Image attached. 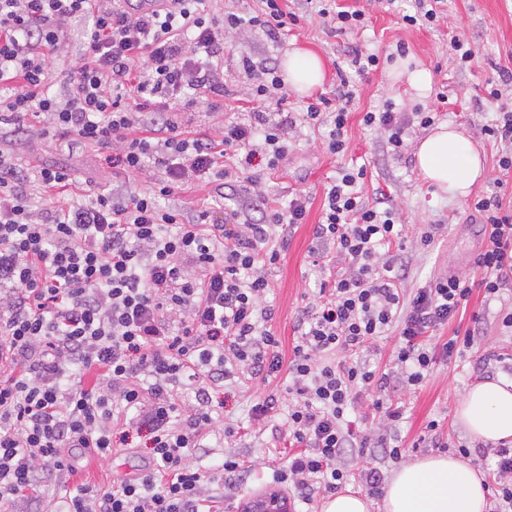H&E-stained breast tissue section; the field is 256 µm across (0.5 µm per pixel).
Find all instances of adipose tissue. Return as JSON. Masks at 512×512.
Masks as SVG:
<instances>
[{
	"label": "adipose tissue",
	"instance_id": "1",
	"mask_svg": "<svg viewBox=\"0 0 512 512\" xmlns=\"http://www.w3.org/2000/svg\"><path fill=\"white\" fill-rule=\"evenodd\" d=\"M324 64L310 50L296 48L284 63V79L300 94L324 81ZM416 163L422 177L441 192L465 197L485 176V160L473 139L448 124L420 140ZM457 419L474 441L512 439V381L474 385L458 407ZM482 472L464 458L431 455L404 462L386 485L382 512H488Z\"/></svg>",
	"mask_w": 512,
	"mask_h": 512
}]
</instances>
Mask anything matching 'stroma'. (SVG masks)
Segmentation results:
<instances>
[{"mask_svg": "<svg viewBox=\"0 0 512 512\" xmlns=\"http://www.w3.org/2000/svg\"><path fill=\"white\" fill-rule=\"evenodd\" d=\"M337 6L363 10L367 22L364 28L338 34L332 32L328 20L320 18L309 0H285L284 9L293 12L298 22L288 36L274 42L250 25V17L260 13L261 0H207L209 15L222 16L231 11L242 18L239 29L230 31L224 51V100L228 112H210L205 108L186 109L180 117L182 128L200 134L214 133L222 126L227 113L245 117L251 105L248 91L237 69L242 58L259 62L264 59L282 63L288 52L297 47L307 48L325 63V79L318 92L333 97L340 83L338 70L348 69L352 49L389 54L397 43L408 48L411 67L427 70L431 89L419 94L406 78H393V64L384 63L364 76H351L350 87L355 93L353 114L347 127L346 148L332 156L326 151L327 126L312 127L297 123L288 135L289 151L279 169L264 175L262 184L271 206L287 208L291 199L301 196L307 200L304 223L280 233L281 258L268 269L271 290L267 302L273 310L271 328L280 340L284 356H292L297 342L296 324L320 280L328 278L329 268L314 266V254L323 245L314 235V227L322 214L327 188L341 169L365 168L363 191L367 196L381 193L392 205L397 223L406 236L403 255L409 276L403 281L404 291L422 287L442 274L458 275L479 280L475 266L486 239L483 226L471 214L473 199L496 190L499 177L500 144L481 135L480 128L492 119L497 105L512 107V92L503 91L500 104H491L486 89L499 80L498 69L512 68V0H443L441 17L436 27L408 25L405 17L413 13V0H336ZM470 42L476 56L470 67L457 65L451 39ZM445 93L448 101L438 104L436 96ZM393 99L400 111L411 112L416 107H437L438 123H448L473 136L485 155L487 175L476 183L469 197L448 196L429 185L420 175L414 152L424 136V128L412 127L401 156H394L383 131L364 126L361 113L377 109L385 99ZM12 149L21 162L33 165L54 161L71 167L79 180L85 181L90 193L111 191L118 187L133 190L135 184L125 174L100 167L96 148L83 147L71 151L44 147L37 136L31 135L13 143ZM438 225L439 230L430 247H421L417 236L425 225ZM512 312V290L500 297L486 299L482 290H473L463 316L449 326L436 331L432 340L444 343L454 331L475 329L474 346L461 356L437 361L419 388L389 387L384 396L404 412L402 420L384 427L376 418L361 419L350 414L357 433L386 429L400 447L404 459L435 453L437 444H447L451 453L468 448L469 457L482 470L492 469L495 446L472 442L456 419V409L468 389L475 383L502 378L512 381V330L504 328L502 319ZM492 354L485 370L475 368L479 356ZM288 380L278 376L269 383L241 375L224 382L212 395L211 415L220 424L233 427V435L216 431L207 435L201 448L195 449L193 461L205 468H214L226 455L241 460L247 468L240 481L238 499L225 498L222 488H215L210 512H238L246 500L266 490L277 468L288 460V406L278 405L264 418L251 414L259 396L284 392ZM437 421L439 429L430 432L427 425ZM126 440L117 445L107 463L97 459L80 460L76 475L70 478H49L38 489L44 512H55L66 492L88 483L104 489L114 482L139 472L152 456L149 433L141 426L125 427ZM402 458V459H403Z\"/></svg>", "mask_w": 512, "mask_h": 512, "instance_id": "obj_1", "label": "stroma"}]
</instances>
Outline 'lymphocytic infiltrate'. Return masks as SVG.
Returning <instances> with one entry per match:
<instances>
[{
  "label": "lymphocytic infiltrate",
  "instance_id": "obj_1",
  "mask_svg": "<svg viewBox=\"0 0 512 512\" xmlns=\"http://www.w3.org/2000/svg\"><path fill=\"white\" fill-rule=\"evenodd\" d=\"M201 2L168 0L135 15L124 0L108 8L101 0H0V501L11 512H39L35 488L72 471L75 452L109 460L112 432L130 412L152 435L151 461L112 489L81 485L62 512H201L218 471L225 497H235L238 459L225 457L214 471L190 461L201 431L215 426L210 389L244 373L266 381L283 371L292 450L272 482L312 502L347 481L346 457L374 448L402 455L386 436L359 437L346 425L361 398L390 384L358 353L398 329L400 382L415 387L438 359L474 343L470 330L460 340L431 341L466 308L469 279L436 277L404 294V264L381 255L402 244L403 229L392 208L359 191L365 169H346L315 226L342 270L319 283L293 356L283 359L267 327V269L280 259L271 245L276 229L304 222L305 198L282 211L253 196L255 221L229 206L189 221L161 204L182 187L258 185L256 162L272 170L288 156L294 121L271 63L241 61L260 106L252 121L228 120L204 137L180 130L177 111L223 108L226 33L242 23L234 13L207 17ZM74 20L86 23L83 54L54 94L53 64ZM353 97L341 77L335 98L319 97L303 114L310 125L329 124L331 154L345 149ZM32 117L51 145L107 149V163L128 175L146 173L152 159L165 176L120 199L86 198L66 168L33 169L3 148L28 134ZM435 117L428 108L397 111L388 99L362 121L382 129L398 155L412 125L431 126ZM473 208L487 240L476 259L478 285L492 298L512 280V200L495 194ZM329 351L343 360L326 359ZM77 373L91 385L73 382ZM179 379L197 384L198 406L182 423L170 391Z\"/></svg>",
  "mask_w": 512,
  "mask_h": 512
}]
</instances>
